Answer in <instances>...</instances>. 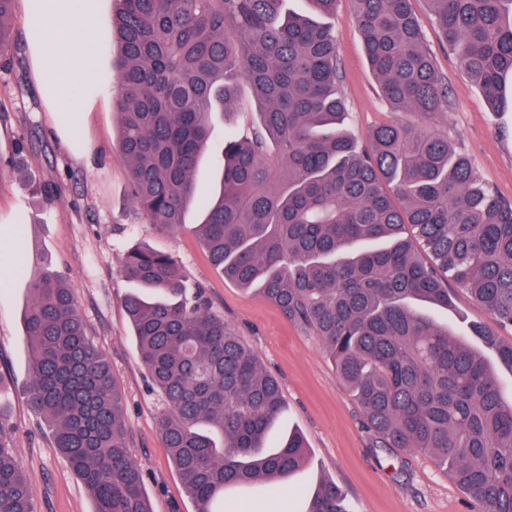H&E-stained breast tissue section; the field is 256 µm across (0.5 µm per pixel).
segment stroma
I'll return each mask as SVG.
<instances>
[{
    "instance_id": "35a3bbf8",
    "label": "stroma",
    "mask_w": 512,
    "mask_h": 512,
    "mask_svg": "<svg viewBox=\"0 0 512 512\" xmlns=\"http://www.w3.org/2000/svg\"><path fill=\"white\" fill-rule=\"evenodd\" d=\"M410 4L446 81L450 107L428 122L416 112L395 111L369 66L351 0H338L328 23L339 37L348 129L363 142L372 129L391 121L428 127L467 155L487 188L512 201V112L490 109L441 42L428 0ZM94 7L96 21L88 37L97 46L96 67L89 85L80 88L85 108L76 122L52 111L44 96L46 79L31 53L36 22L28 0H17L21 49L14 69L0 73V100L8 106L0 112V233L8 243L24 242L29 255L50 264L70 285L88 336L112 367L129 422V448L146 473L152 512H196V504L159 437L160 399L150 387L122 306L130 290L120 273L122 256L139 242L171 254L191 283L203 289L212 310L223 314L279 380L285 407L269 442L299 432L308 443V461L287 487L269 483L230 491L224 512H291L292 498L323 479L336 482L348 512H472L463 490L427 454L372 447L357 405L317 339L256 291L213 269L194 234L201 219L197 209H190L185 226L172 233L159 232L135 213L125 165L113 149V2L94 0ZM19 144L24 157L16 164L12 158ZM47 185L59 188L50 201L42 193ZM28 299L27 277L12 271L0 285V417L11 430L15 459L31 480L35 512H93L91 495L55 448L46 421L25 402L32 355L23 323ZM448 321L459 336L469 335L474 324L496 327L492 316L460 289L452 294ZM283 489L290 502L280 501Z\"/></svg>"
}]
</instances>
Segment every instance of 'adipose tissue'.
<instances>
[{"label":"adipose tissue","mask_w":512,"mask_h":512,"mask_svg":"<svg viewBox=\"0 0 512 512\" xmlns=\"http://www.w3.org/2000/svg\"><path fill=\"white\" fill-rule=\"evenodd\" d=\"M30 12L40 30L37 60L42 73L49 76L54 87L53 106L58 112L78 108V77L89 75V59L95 54L91 45L76 47L77 30L90 28L94 19L92 8L74 12L70 0H29Z\"/></svg>","instance_id":"obj_1"}]
</instances>
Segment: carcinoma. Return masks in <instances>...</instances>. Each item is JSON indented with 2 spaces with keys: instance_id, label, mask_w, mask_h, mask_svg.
Masks as SVG:
<instances>
[{
  "instance_id": "cac0c4a2",
  "label": "carcinoma",
  "mask_w": 512,
  "mask_h": 512,
  "mask_svg": "<svg viewBox=\"0 0 512 512\" xmlns=\"http://www.w3.org/2000/svg\"><path fill=\"white\" fill-rule=\"evenodd\" d=\"M115 149L133 208L161 231L186 223L201 158L240 80L259 105L252 131L224 135L215 196L196 225L214 269L310 330L333 360L375 448L431 456L478 512H512V396L485 352L512 369V344L472 326L483 350L423 310L465 290L512 328V203L479 180L448 138L397 121L359 147L344 129L337 0H116ZM369 65L396 110L426 120L448 91L410 0H352ZM448 49L496 112H512V0H429ZM15 0H0V72L19 38ZM32 349L27 404L95 500L94 512H150L112 370L86 335L71 289L22 267ZM123 306L161 398L158 429L197 512H224L230 488L285 481L306 439L263 444L283 405L278 381L187 285L174 258L147 245L124 255ZM0 512H34L32 487L0 422ZM301 512H348L322 481Z\"/></svg>"
}]
</instances>
